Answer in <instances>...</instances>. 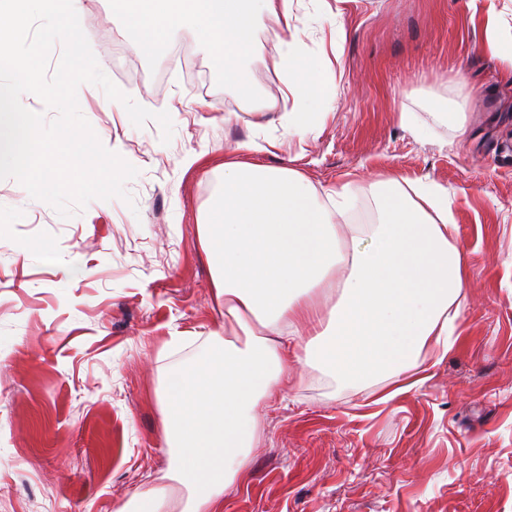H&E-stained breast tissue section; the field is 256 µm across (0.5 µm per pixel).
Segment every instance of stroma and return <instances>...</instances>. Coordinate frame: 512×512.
<instances>
[{"mask_svg":"<svg viewBox=\"0 0 512 512\" xmlns=\"http://www.w3.org/2000/svg\"><path fill=\"white\" fill-rule=\"evenodd\" d=\"M100 68L133 100L168 112L135 127L97 86L80 111L137 168L130 201L92 200L61 217L15 179L0 180V512H113L162 475L168 454L155 396L172 337L224 330L197 224L217 199L224 157L252 134L235 87L189 29L194 67L108 48L131 34L112 0H82ZM512 34V0H310L301 40L334 111L320 135L278 164L316 186L345 184L352 223L369 183L421 178L448 190L469 282L457 341L424 380L384 403L382 379L294 365L296 384L260 410L249 476L224 512H512V67L487 49L488 6ZM342 31L341 64L319 49ZM258 42L248 70L279 98ZM454 103L467 132L432 111ZM240 118L225 123L224 115ZM410 113L413 127L401 124Z\"/></svg>","mask_w":512,"mask_h":512,"instance_id":"obj_1","label":"stroma"}]
</instances>
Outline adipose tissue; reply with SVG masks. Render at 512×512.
Listing matches in <instances>:
<instances>
[{
	"label": "adipose tissue",
	"mask_w": 512,
	"mask_h": 512,
	"mask_svg": "<svg viewBox=\"0 0 512 512\" xmlns=\"http://www.w3.org/2000/svg\"><path fill=\"white\" fill-rule=\"evenodd\" d=\"M131 21L130 49L156 53L179 28L194 29L241 99L252 95L246 64L256 21L279 27L287 54L271 68L287 93L271 104L289 136L318 135L327 112L304 106L321 87L300 63L298 0H113ZM253 134L247 159L225 157L216 203L198 224L224 331L190 363L169 369L158 400L169 449L164 485L136 493L115 512H224V493L248 476L257 411L283 399L289 364L326 374L384 375L392 392L418 385L421 354L443 359L462 310L468 267L455 243L446 188L390 176L371 184L374 224H340L345 186L317 188L301 172L252 162L280 148Z\"/></svg>",
	"instance_id": "ef3b65f1"
}]
</instances>
